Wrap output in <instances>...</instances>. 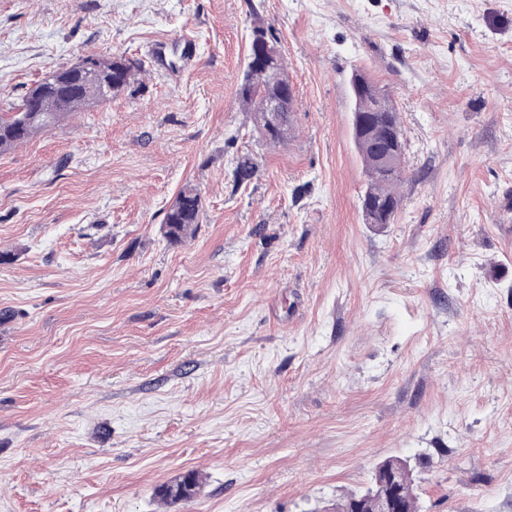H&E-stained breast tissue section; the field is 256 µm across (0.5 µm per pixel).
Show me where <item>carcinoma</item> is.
<instances>
[{"mask_svg":"<svg viewBox=\"0 0 512 512\" xmlns=\"http://www.w3.org/2000/svg\"><path fill=\"white\" fill-rule=\"evenodd\" d=\"M105 68L112 69V93L105 94L95 85L89 73H75L79 82L77 90L62 94L52 88L45 93V111L32 119L28 113H10L0 116V152L9 151L33 136L57 125L64 118L81 111L91 102H105L112 95L127 87L140 66L122 56L102 60ZM287 79L286 66L279 63L264 71L262 80L251 79L250 69L245 73L237 90V100L253 119L263 113L268 92L278 88ZM354 84H362L364 90L355 93L353 112V135L361 155L367 176V188L361 207L367 224H389L394 220L401 196L397 186L404 180L406 143L399 112L377 85L362 73L353 75ZM291 113L283 114L280 123L269 133L266 142L279 145L288 139L291 131ZM203 208L198 190L187 186L177 195L167 209L161 233L170 243L178 244L195 234L199 215ZM203 479L190 471L156 490L163 503L188 501L199 492ZM383 499H394L401 503L403 512H418L419 498L414 487L413 469L409 461L388 458L374 468L370 486L364 490L337 498L315 509V512H369L368 493Z\"/></svg>","mask_w":512,"mask_h":512,"instance_id":"obj_1","label":"carcinoma"}]
</instances>
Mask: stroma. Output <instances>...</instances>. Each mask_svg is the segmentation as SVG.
<instances>
[{"mask_svg":"<svg viewBox=\"0 0 512 512\" xmlns=\"http://www.w3.org/2000/svg\"><path fill=\"white\" fill-rule=\"evenodd\" d=\"M256 26L294 87L279 146L236 98ZM183 34L174 79L149 55ZM89 55L142 70L0 153V512H313L391 456L422 512H512V0H0V113ZM358 71L407 144L381 228ZM202 208L198 190L191 186L183 188L165 213L160 228L163 237L174 244L191 238L195 234ZM203 479L194 471H190L183 474L172 481L161 485L156 490L157 498L163 503H176L179 501H188L199 492ZM174 488L177 490H183L185 493L184 497H180Z\"/></svg>","mask_w":512,"mask_h":512,"instance_id":"stroma-1","label":"stroma"}]
</instances>
